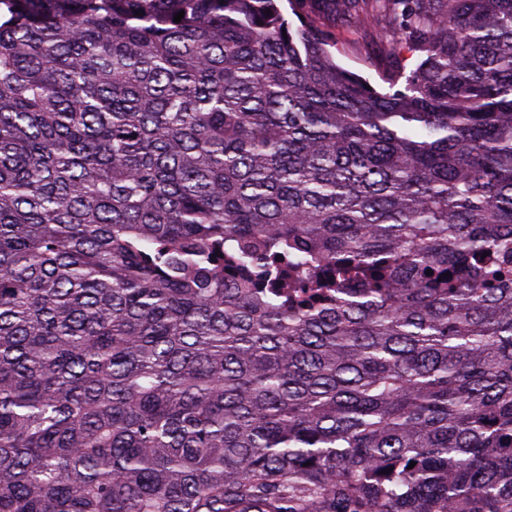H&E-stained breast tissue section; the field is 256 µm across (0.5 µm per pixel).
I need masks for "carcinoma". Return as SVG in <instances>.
<instances>
[{
	"instance_id": "obj_1",
	"label": "carcinoma",
	"mask_w": 512,
	"mask_h": 512,
	"mask_svg": "<svg viewBox=\"0 0 512 512\" xmlns=\"http://www.w3.org/2000/svg\"><path fill=\"white\" fill-rule=\"evenodd\" d=\"M305 2L0 0V512H512V0ZM322 7L313 4L309 19H312L325 32L336 36V47L331 48L336 56V62L345 69L358 73L367 78L377 89L388 90V84L382 80V72L385 70L387 60L375 46L373 32L368 29L372 37H363L361 32H352L336 27L327 20L321 12Z\"/></svg>"
}]
</instances>
